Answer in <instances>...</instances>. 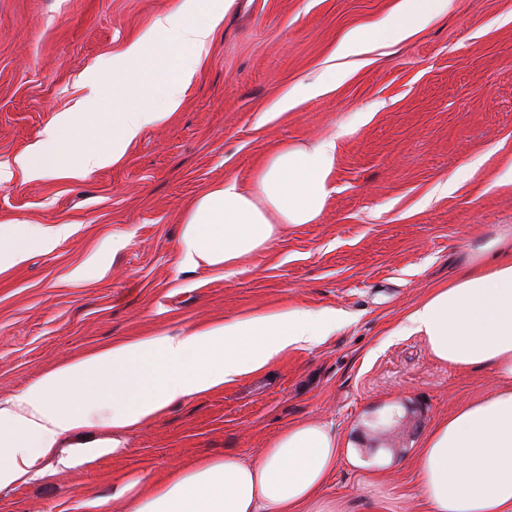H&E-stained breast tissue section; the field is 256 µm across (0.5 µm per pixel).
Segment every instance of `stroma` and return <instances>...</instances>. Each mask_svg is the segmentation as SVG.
Segmentation results:
<instances>
[{
    "mask_svg": "<svg viewBox=\"0 0 512 512\" xmlns=\"http://www.w3.org/2000/svg\"><path fill=\"white\" fill-rule=\"evenodd\" d=\"M184 0H0V225L65 224L51 251L0 269V398L117 339L293 307L342 310L312 347L172 407L126 432L118 452L0 491V512H130L113 489L146 490L172 463L252 457L284 427L323 422L346 455L325 499L344 512H425L414 457L435 423L494 392L490 370L437 361L408 312L464 258L512 228V0H451L399 44L335 60L351 30L399 0H236L201 56L183 104L115 164L85 178L30 179L18 157L88 96L89 72L150 33ZM344 74L278 113L327 65ZM337 142L319 219L291 226L231 270L179 266L180 226L198 195L249 183L268 155ZM454 181L446 195L439 185ZM127 238L111 251L112 238ZM88 268L86 279L72 272ZM397 416L393 444L375 422Z\"/></svg>",
    "mask_w": 512,
    "mask_h": 512,
    "instance_id": "stroma-1",
    "label": "stroma"
}]
</instances>
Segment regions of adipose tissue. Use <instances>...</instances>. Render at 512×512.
<instances>
[{"instance_id": "adipose-tissue-1", "label": "adipose tissue", "mask_w": 512, "mask_h": 512, "mask_svg": "<svg viewBox=\"0 0 512 512\" xmlns=\"http://www.w3.org/2000/svg\"><path fill=\"white\" fill-rule=\"evenodd\" d=\"M201 14L176 9L155 21L152 36L112 59V77L132 71L158 77L140 88L141 104L112 97V135L89 143L81 118L57 115L44 142L20 157L33 178L60 172L86 177L118 161L143 130L177 111L199 69L201 54L227 9ZM449 0H399L372 29L349 32L342 58L399 43L448 9ZM176 51V76L154 48ZM337 142L283 146L250 184L227 180L204 190L187 212L180 239L183 269H232L268 250L289 225L311 224L331 193ZM67 225H0V268L25 260L31 249H52ZM493 257H471L458 277L438 285L408 313L399 332L423 337L433 356L455 368L490 369L500 381L491 395L441 418L415 458L418 493L427 512H512V233L490 244ZM333 308L297 307L211 322L171 334L117 340L46 372L18 394L0 399V489L41 476L39 463L67 434L112 429L111 445L79 444L64 467L94 461L121 448V432L141 429L172 406L263 370L279 354L319 343L341 324ZM342 450L331 427L283 428L256 458L227 456L185 471L137 496L132 512H338L322 495Z\"/></svg>"}]
</instances>
